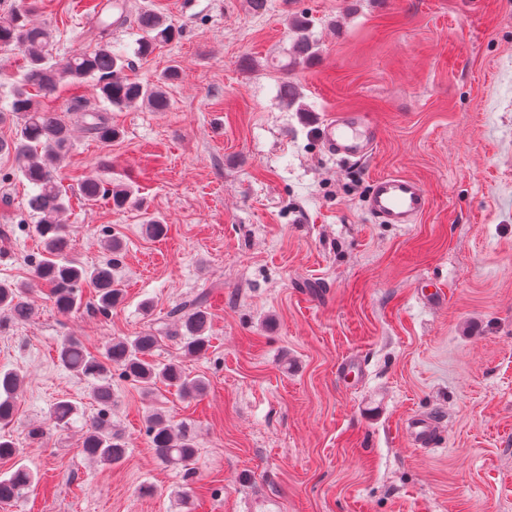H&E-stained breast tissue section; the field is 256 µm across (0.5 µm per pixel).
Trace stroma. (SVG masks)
Listing matches in <instances>:
<instances>
[{"mask_svg":"<svg viewBox=\"0 0 512 512\" xmlns=\"http://www.w3.org/2000/svg\"><path fill=\"white\" fill-rule=\"evenodd\" d=\"M92 0H35L53 28V56L93 50L82 33ZM129 23L111 40L132 51V18L150 8L178 37L130 77L154 82L172 62L171 106L107 108L91 84L51 105L76 133L62 169L71 255L108 261L124 300L108 313L82 286L81 308L57 311L44 285L26 292L33 316L0 313V370L24 378L6 432L35 482L0 512H512V0H126ZM311 20L318 56L283 71L288 18ZM298 87L288 105L282 79ZM381 129L373 154L344 166L318 132L341 109ZM106 111L110 146L84 130ZM130 182L123 211L82 204L74 178ZM419 180L430 208L414 224L368 212L376 177ZM33 190L0 156V281L30 279L41 241ZM166 236L140 233L145 214ZM444 302L425 303L422 284ZM205 297L210 342L186 356L172 308ZM154 330L159 363L179 362L207 383L198 397L171 387L145 394L113 371L112 405L92 380L63 368L57 349L77 338L102 355L116 338ZM361 362L344 380L345 359ZM76 408L50 428L54 404ZM162 411L196 445L194 475L154 454L147 418ZM105 416L128 445L117 465L88 461L87 424ZM439 421L432 445L406 434L413 416ZM47 426L31 439L29 427ZM154 486L151 495L143 486Z\"/></svg>","mask_w":512,"mask_h":512,"instance_id":"35a3bbf8","label":"stroma"}]
</instances>
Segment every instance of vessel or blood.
Here are the masks:
<instances>
[{
  "label": "vessel or blood",
  "mask_w": 512,
  "mask_h": 512,
  "mask_svg": "<svg viewBox=\"0 0 512 512\" xmlns=\"http://www.w3.org/2000/svg\"><path fill=\"white\" fill-rule=\"evenodd\" d=\"M326 153L348 164H357L369 157L377 146L380 130L365 113L351 109L336 112L320 130ZM430 197L420 181L404 175H385L372 182L368 209L385 224H412L429 208ZM411 440L424 446L437 439L440 431L429 418L410 421Z\"/></svg>",
  "instance_id": "b4317fda"
}]
</instances>
